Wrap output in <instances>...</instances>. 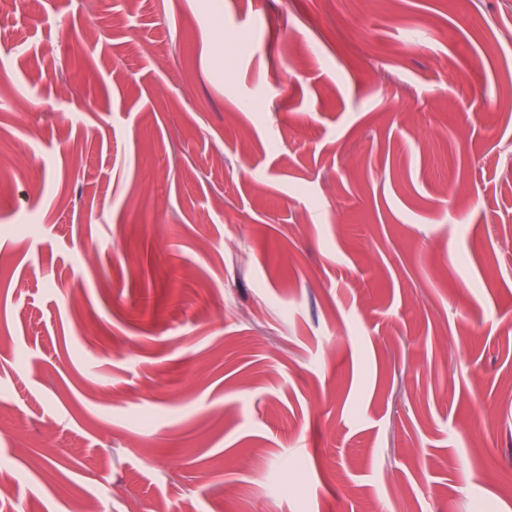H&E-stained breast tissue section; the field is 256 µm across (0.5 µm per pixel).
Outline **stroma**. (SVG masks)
<instances>
[{"mask_svg": "<svg viewBox=\"0 0 512 512\" xmlns=\"http://www.w3.org/2000/svg\"><path fill=\"white\" fill-rule=\"evenodd\" d=\"M509 146L512 0H8L11 512H512Z\"/></svg>", "mask_w": 512, "mask_h": 512, "instance_id": "1", "label": "stroma"}]
</instances>
